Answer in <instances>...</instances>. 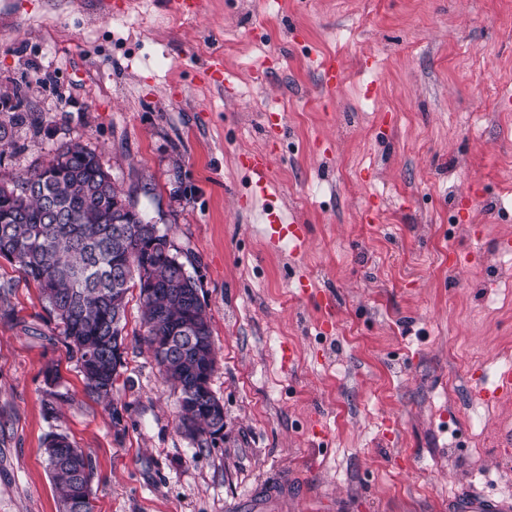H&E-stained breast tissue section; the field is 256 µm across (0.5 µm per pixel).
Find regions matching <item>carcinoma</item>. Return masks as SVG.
Returning <instances> with one entry per match:
<instances>
[{
	"label": "carcinoma",
	"instance_id": "carcinoma-1",
	"mask_svg": "<svg viewBox=\"0 0 512 512\" xmlns=\"http://www.w3.org/2000/svg\"><path fill=\"white\" fill-rule=\"evenodd\" d=\"M127 198L94 152L65 143L46 163L0 178V258L37 283L87 390L101 399L112 394L127 294L138 287L142 341L164 381L179 390L178 429L199 443L214 440L224 427L211 412L216 399L207 388L216 362L210 317L167 234L140 212L124 210ZM180 327L194 336L187 347L172 342ZM47 447L65 449L46 453L61 507L93 512L86 502L88 455L61 433L51 435Z\"/></svg>",
	"mask_w": 512,
	"mask_h": 512
}]
</instances>
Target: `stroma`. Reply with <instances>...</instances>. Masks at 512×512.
<instances>
[{
  "label": "stroma",
  "mask_w": 512,
  "mask_h": 512,
  "mask_svg": "<svg viewBox=\"0 0 512 512\" xmlns=\"http://www.w3.org/2000/svg\"><path fill=\"white\" fill-rule=\"evenodd\" d=\"M0 0V94L24 86L0 172L95 152L168 233L210 316L223 439L177 430L137 291L110 399L87 393L36 284L0 258V512H61L43 448L91 458L94 512H467L512 508V397L468 408L512 357V0ZM335 55L342 84L321 89ZM222 56L227 88L204 67ZM283 104L266 131L262 101ZM274 159L275 203L310 231L269 247L241 155ZM379 220L366 222L365 205ZM331 293L325 325L300 283ZM487 481L473 482L476 466Z\"/></svg>",
  "instance_id": "1"
}]
</instances>
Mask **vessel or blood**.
I'll use <instances>...</instances> for the list:
<instances>
[{
    "mask_svg": "<svg viewBox=\"0 0 512 512\" xmlns=\"http://www.w3.org/2000/svg\"><path fill=\"white\" fill-rule=\"evenodd\" d=\"M240 166L251 174L254 184L253 191L245 198V204L250 208L260 207L267 224L269 242L275 245L288 239L293 242L295 249H303L309 235L307 226L288 221L285 215L268 200L271 189L270 156L265 153L248 154L241 158Z\"/></svg>",
    "mask_w": 512,
    "mask_h": 512,
    "instance_id": "obj_1",
    "label": "vessel or blood"
}]
</instances>
